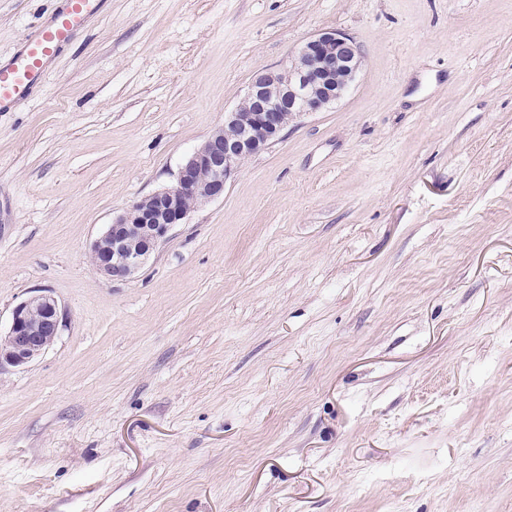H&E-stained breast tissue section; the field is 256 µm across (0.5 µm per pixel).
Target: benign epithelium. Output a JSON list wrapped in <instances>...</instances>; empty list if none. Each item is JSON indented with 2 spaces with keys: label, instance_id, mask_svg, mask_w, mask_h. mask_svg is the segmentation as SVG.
<instances>
[{
  "label": "benign epithelium",
  "instance_id": "benign-epithelium-1",
  "mask_svg": "<svg viewBox=\"0 0 512 512\" xmlns=\"http://www.w3.org/2000/svg\"><path fill=\"white\" fill-rule=\"evenodd\" d=\"M361 65L357 43L330 30L303 42L287 68L258 70L240 103L224 113V125L180 165L174 184L134 201L90 243L89 257L99 274L116 282L133 278L172 227L185 223L196 207L223 197L238 167L279 140L289 121L342 99ZM61 326L53 296L38 294L19 302L0 335V368L29 364L53 344Z\"/></svg>",
  "mask_w": 512,
  "mask_h": 512
}]
</instances>
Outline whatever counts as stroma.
I'll list each match as a JSON object with an SVG mask.
<instances>
[{
    "label": "stroma",
    "mask_w": 512,
    "mask_h": 512,
    "mask_svg": "<svg viewBox=\"0 0 512 512\" xmlns=\"http://www.w3.org/2000/svg\"><path fill=\"white\" fill-rule=\"evenodd\" d=\"M54 0H0V60ZM335 29L289 123L130 280L87 248L260 68ZM0 512H512V0H107L0 112ZM61 326V309L50 294L19 302L12 310L5 334L0 330V368L29 364L53 344Z\"/></svg>",
    "instance_id": "stroma-1"
}]
</instances>
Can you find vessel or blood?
<instances>
[{
  "label": "vessel or blood",
  "instance_id": "1",
  "mask_svg": "<svg viewBox=\"0 0 512 512\" xmlns=\"http://www.w3.org/2000/svg\"><path fill=\"white\" fill-rule=\"evenodd\" d=\"M51 18L37 26L7 64H0V112L18 107L39 85L49 63L100 12L104 0H61Z\"/></svg>",
  "mask_w": 512,
  "mask_h": 512
}]
</instances>
